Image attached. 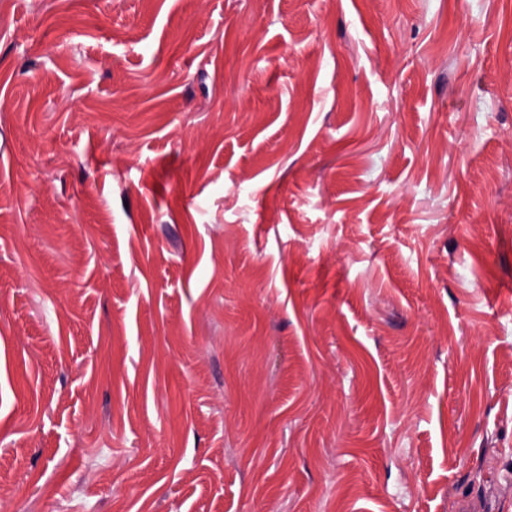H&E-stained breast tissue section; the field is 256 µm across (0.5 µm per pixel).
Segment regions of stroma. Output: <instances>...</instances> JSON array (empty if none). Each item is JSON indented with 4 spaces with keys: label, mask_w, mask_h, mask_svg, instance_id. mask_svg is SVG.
Listing matches in <instances>:
<instances>
[{
    "label": "stroma",
    "mask_w": 512,
    "mask_h": 512,
    "mask_svg": "<svg viewBox=\"0 0 512 512\" xmlns=\"http://www.w3.org/2000/svg\"><path fill=\"white\" fill-rule=\"evenodd\" d=\"M512 512V0H0V512Z\"/></svg>",
    "instance_id": "stroma-1"
}]
</instances>
